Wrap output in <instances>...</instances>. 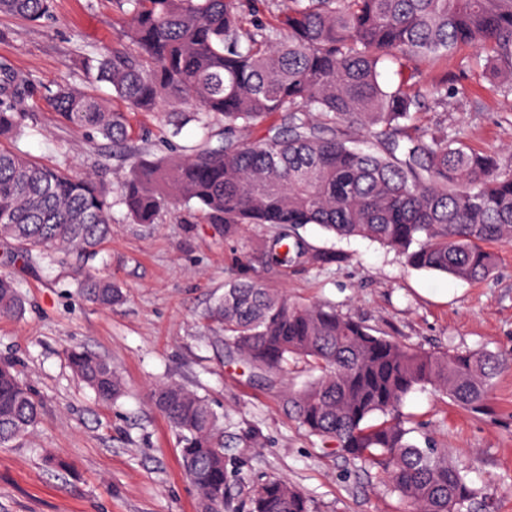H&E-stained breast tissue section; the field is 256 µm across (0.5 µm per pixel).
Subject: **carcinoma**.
Wrapping results in <instances>:
<instances>
[{"label":"carcinoma","instance_id":"carcinoma-1","mask_svg":"<svg viewBox=\"0 0 512 512\" xmlns=\"http://www.w3.org/2000/svg\"><path fill=\"white\" fill-rule=\"evenodd\" d=\"M119 34L96 58L95 81L111 93L47 85L0 62V139L26 135L19 105L36 99L74 132L132 159L117 201L135 224H157L178 206L224 234L269 225L266 267L329 264L300 230L373 240L408 267L483 280L498 264L488 243H512V161L469 147L464 133L425 125L421 114L469 95L468 86L427 85L421 65L463 46L494 76L489 91L512 98V0H112ZM275 5L273 22L260 6ZM53 0H0V14L37 23ZM397 65L384 84L380 66ZM132 112L165 117L176 137L194 122L203 143L157 155L139 146ZM261 129L245 138L241 132ZM112 190L103 169L71 175L0 147V238L28 261L86 260L112 236ZM80 288L110 308L121 288L92 270ZM24 302L0 271V317ZM229 356L274 388L298 363L311 378L281 391L308 434L378 469L412 512H473L481 491L448 460L417 445L405 426L406 396L431 387L480 413L506 366L486 351H424L377 333L329 303L305 304L256 281H234L210 311ZM74 374L109 403L124 383L80 347ZM152 404L174 430L199 512H224V416L176 382L154 386ZM44 414L13 361H0V447L31 435ZM251 512H312L305 493L271 478L252 491Z\"/></svg>","mask_w":512,"mask_h":512}]
</instances>
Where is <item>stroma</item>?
I'll return each mask as SVG.
<instances>
[{"label":"stroma","instance_id":"stroma-1","mask_svg":"<svg viewBox=\"0 0 512 512\" xmlns=\"http://www.w3.org/2000/svg\"><path fill=\"white\" fill-rule=\"evenodd\" d=\"M112 0H54L53 19L32 24L0 15V58L50 84L93 90L83 55L110 47L117 28ZM464 47L423 67L426 83L468 84L464 98L428 111L431 123L459 128L471 146L512 160V101L493 96L489 76ZM19 146L41 162L66 163L80 176L103 152L33 109ZM268 227L225 235L200 217L162 216L147 226L112 207V236L91 266L124 292L111 308L82 295V269L12 261V241L0 240V262L25 301L22 316L0 318V360H13L43 403L33 436L0 448V512H198L175 434L150 402L158 382L178 381L224 415L226 435L257 429L264 445L225 451L224 512H249L251 489L272 477L299 486L312 512H411L377 470L336 455L299 428L277 390L230 359L208 313L231 280H258L290 299L329 302L373 330L426 351L488 350L509 365L493 380L484 412L471 413L431 389L409 394L401 408L407 427L445 448L479 487L491 512H512V244L497 246L494 273L481 281L412 269L395 252L366 239H339L318 227L303 231L318 251L337 260L307 268H266ZM91 349L121 375L125 393L98 402L73 374L68 347ZM62 456L66 469L51 464Z\"/></svg>","mask_w":512,"mask_h":512}]
</instances>
